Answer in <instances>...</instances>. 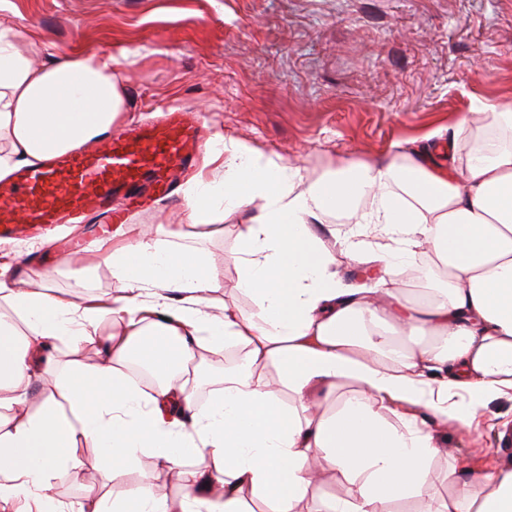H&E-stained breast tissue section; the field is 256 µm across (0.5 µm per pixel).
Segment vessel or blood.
<instances>
[{
  "label": "vessel or blood",
  "instance_id": "1",
  "mask_svg": "<svg viewBox=\"0 0 512 512\" xmlns=\"http://www.w3.org/2000/svg\"><path fill=\"white\" fill-rule=\"evenodd\" d=\"M200 148L197 125L170 110L158 123L124 131L96 151H73L20 169L10 182H0V239L119 213L136 191L172 193L173 170Z\"/></svg>",
  "mask_w": 512,
  "mask_h": 512
}]
</instances>
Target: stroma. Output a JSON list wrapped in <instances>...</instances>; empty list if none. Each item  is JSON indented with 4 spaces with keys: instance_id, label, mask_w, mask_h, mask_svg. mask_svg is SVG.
Listing matches in <instances>:
<instances>
[{
    "instance_id": "1",
    "label": "stroma",
    "mask_w": 512,
    "mask_h": 512,
    "mask_svg": "<svg viewBox=\"0 0 512 512\" xmlns=\"http://www.w3.org/2000/svg\"><path fill=\"white\" fill-rule=\"evenodd\" d=\"M40 63L75 53L133 55L118 76L127 91V124L162 109L187 108L202 136L239 138L284 164L320 173L341 161H377L412 146L444 142L459 127L484 134V104H512V0H0ZM192 170L175 197L139 196L121 219L145 232L185 220ZM245 211H228L220 229H186L175 247L207 252L224 267L214 303L253 309L236 290L238 270L224 257L237 247ZM110 218L99 216L39 240L0 243V273L53 270L52 290L111 294L110 268L97 245L111 246ZM92 265L86 282L70 267ZM227 356L195 351L191 385L198 405L221 387ZM448 454L432 463L430 490L448 491L449 462L479 468L512 461V396L490 402L472 426H432ZM86 484L64 471L51 480L63 502L103 493L110 470L92 447L78 448Z\"/></svg>"
}]
</instances>
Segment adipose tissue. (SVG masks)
I'll return each mask as SVG.
<instances>
[{"label":"adipose tissue","mask_w":512,"mask_h":512,"mask_svg":"<svg viewBox=\"0 0 512 512\" xmlns=\"http://www.w3.org/2000/svg\"><path fill=\"white\" fill-rule=\"evenodd\" d=\"M123 64L109 53L36 64L16 27L0 21V179L106 140L126 112ZM484 112L492 133L468 151L458 180L412 155L344 161L308 179L216 135L218 167L188 187L186 223L250 210L227 260L251 312L213 310L223 267L171 247L169 224L150 234L119 227L125 245L101 250L118 291L108 309L50 294L49 270L0 277V512L21 503L35 512H250L253 498L263 512H304L312 499L316 512H398L408 500L413 512H512L511 465H452L448 495L427 490L429 466L444 454L430 420L471 424L512 390V106ZM339 215L351 223L345 248L378 271L374 286L345 282L315 230ZM380 238L387 246L377 253ZM421 253L437 283L410 301L386 283L412 272ZM172 291L179 305L169 304ZM108 323L116 330L92 371L57 372V342L80 350ZM234 346L241 362L197 406L186 359ZM133 356L159 376L150 394L123 371ZM38 381L48 391L20 414ZM84 444L115 480L71 511L50 479L64 470L82 480ZM144 456L175 474L179 499L148 479L121 481ZM321 470L344 483L342 495L315 497Z\"/></svg>","instance_id":"ef3b65f1"}]
</instances>
